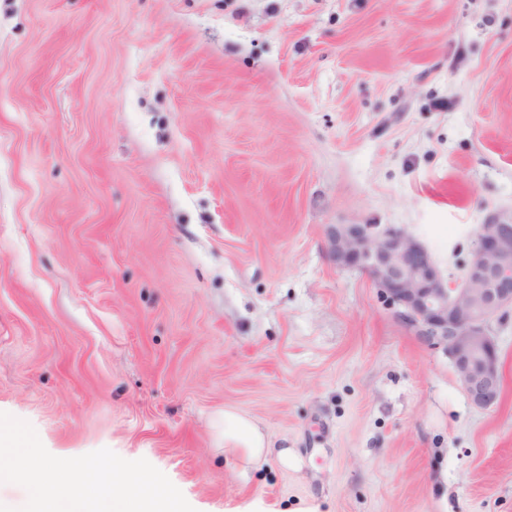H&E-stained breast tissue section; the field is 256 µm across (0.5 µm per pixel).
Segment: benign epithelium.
<instances>
[{"mask_svg": "<svg viewBox=\"0 0 512 512\" xmlns=\"http://www.w3.org/2000/svg\"><path fill=\"white\" fill-rule=\"evenodd\" d=\"M336 266L366 273L388 305L427 345L448 354L470 403L492 407L500 396L493 325L512 310V212L478 225L473 256L454 282L425 245L402 228L332 224Z\"/></svg>", "mask_w": 512, "mask_h": 512, "instance_id": "7a95c632", "label": "benign epithelium"}]
</instances>
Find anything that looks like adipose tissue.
<instances>
[{
	"instance_id": "adipose-tissue-1",
	"label": "adipose tissue",
	"mask_w": 512,
	"mask_h": 512,
	"mask_svg": "<svg viewBox=\"0 0 512 512\" xmlns=\"http://www.w3.org/2000/svg\"><path fill=\"white\" fill-rule=\"evenodd\" d=\"M224 449L233 453L243 467H250L268 457L293 471L304 465L301 455L291 448L272 447L264 432L250 418L228 408L224 411Z\"/></svg>"
}]
</instances>
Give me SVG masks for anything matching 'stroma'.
<instances>
[{"instance_id": "35a3bbf8", "label": "stroma", "mask_w": 512, "mask_h": 512, "mask_svg": "<svg viewBox=\"0 0 512 512\" xmlns=\"http://www.w3.org/2000/svg\"><path fill=\"white\" fill-rule=\"evenodd\" d=\"M512 209V0H0V412L146 459L195 512H512V314L473 407L339 268L461 277ZM301 471L241 472L225 408Z\"/></svg>"}]
</instances>
